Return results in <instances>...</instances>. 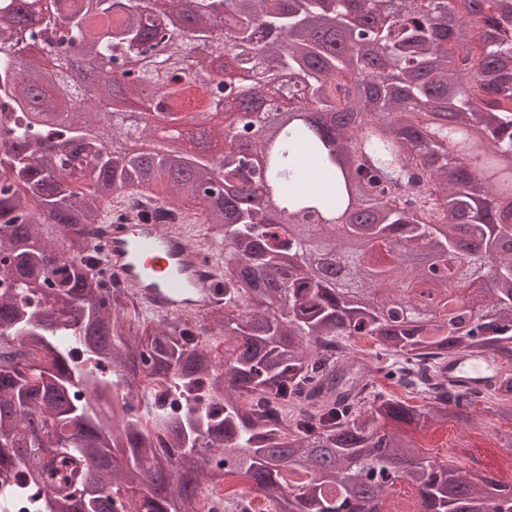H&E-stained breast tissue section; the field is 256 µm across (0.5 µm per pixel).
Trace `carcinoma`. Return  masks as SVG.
Segmentation results:
<instances>
[{
    "label": "carcinoma",
    "instance_id": "obj_1",
    "mask_svg": "<svg viewBox=\"0 0 512 512\" xmlns=\"http://www.w3.org/2000/svg\"><path fill=\"white\" fill-rule=\"evenodd\" d=\"M354 20L328 0H0V512H201L205 490L248 477L275 512H385L391 486L416 489L420 512H512V488L421 455L398 425H437L477 400L435 392L411 370L455 355H499L509 367L489 397L512 408V197L429 134L450 119L473 132L488 170L512 169V0H362ZM235 25L231 59L273 71L241 94L243 115L219 123L224 90L211 61L193 79L174 71L197 45ZM40 39L66 54L31 83L18 63ZM134 64L163 89L155 112L184 120L186 104L224 144L147 155L106 151L97 126L143 93L120 83L112 101L85 102L70 85V49ZM62 112L67 139L45 145L32 101ZM272 181L290 207L351 208L303 240L258 207L260 130L276 112ZM378 125L381 175L408 158L431 197L387 195L356 165L351 146ZM190 201L222 264L224 305L205 314L224 337L217 360L191 343L197 313L170 318L128 305L90 255L112 207ZM464 235L486 244L462 252ZM351 270L338 283L327 263ZM436 296L417 305V290ZM366 336L379 366L411 405L382 393L351 400L367 366L350 349ZM163 390L131 411L143 370ZM182 398L167 408L169 391ZM296 406L292 426L271 408ZM156 438L173 452L159 454Z\"/></svg>",
    "mask_w": 512,
    "mask_h": 512
}]
</instances>
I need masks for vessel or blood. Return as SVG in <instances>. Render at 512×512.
<instances>
[{
    "label": "vessel or blood",
    "mask_w": 512,
    "mask_h": 512,
    "mask_svg": "<svg viewBox=\"0 0 512 512\" xmlns=\"http://www.w3.org/2000/svg\"><path fill=\"white\" fill-rule=\"evenodd\" d=\"M377 135L368 124L355 138V148L373 166L371 145ZM112 273L137 288L143 305L171 316L200 310L215 298L217 267L193 246L188 231H164L158 225L127 213L112 219V234L100 245ZM452 386L483 392L498 373L488 358L457 356L441 367Z\"/></svg>",
    "instance_id": "1"
}]
</instances>
